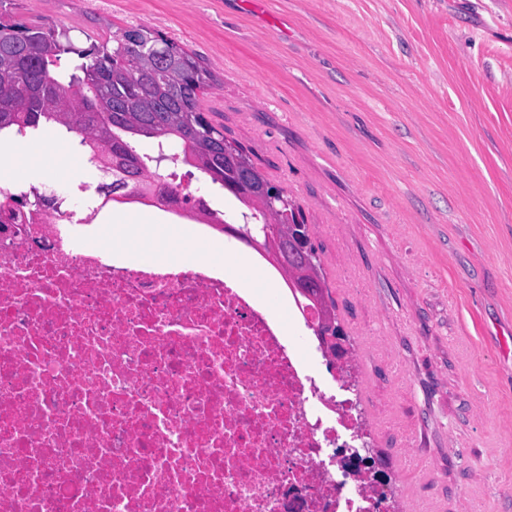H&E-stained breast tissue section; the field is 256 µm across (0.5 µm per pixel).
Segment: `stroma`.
<instances>
[{"instance_id": "obj_1", "label": "stroma", "mask_w": 512, "mask_h": 512, "mask_svg": "<svg viewBox=\"0 0 512 512\" xmlns=\"http://www.w3.org/2000/svg\"><path fill=\"white\" fill-rule=\"evenodd\" d=\"M201 58L207 120L304 214L399 512H512V0H5ZM79 246L88 159L48 128Z\"/></svg>"}]
</instances>
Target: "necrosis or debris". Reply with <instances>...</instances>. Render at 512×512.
<instances>
[{
  "label": "necrosis or debris",
  "instance_id": "1",
  "mask_svg": "<svg viewBox=\"0 0 512 512\" xmlns=\"http://www.w3.org/2000/svg\"><path fill=\"white\" fill-rule=\"evenodd\" d=\"M0 187V512H384L356 399L206 261L73 240Z\"/></svg>",
  "mask_w": 512,
  "mask_h": 512
}]
</instances>
